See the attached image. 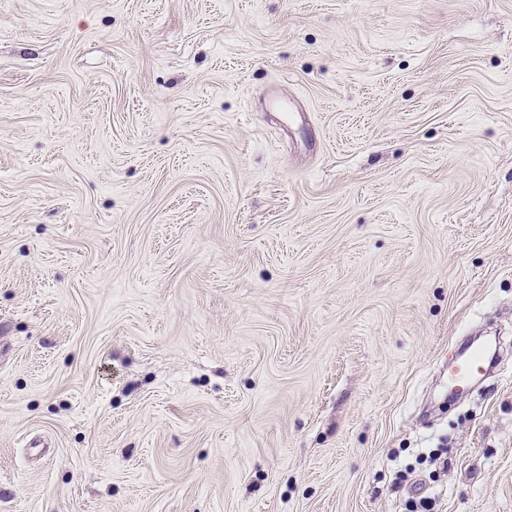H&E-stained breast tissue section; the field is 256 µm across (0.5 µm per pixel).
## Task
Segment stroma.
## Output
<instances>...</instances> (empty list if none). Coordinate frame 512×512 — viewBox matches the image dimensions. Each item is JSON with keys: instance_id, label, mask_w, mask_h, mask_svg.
Listing matches in <instances>:
<instances>
[{"instance_id": "stroma-1", "label": "stroma", "mask_w": 512, "mask_h": 512, "mask_svg": "<svg viewBox=\"0 0 512 512\" xmlns=\"http://www.w3.org/2000/svg\"><path fill=\"white\" fill-rule=\"evenodd\" d=\"M423 501L512 512V0H0V512ZM485 353L477 351L471 355L454 359L448 366V383L452 391L459 393L467 389L472 379L485 364Z\"/></svg>"}]
</instances>
